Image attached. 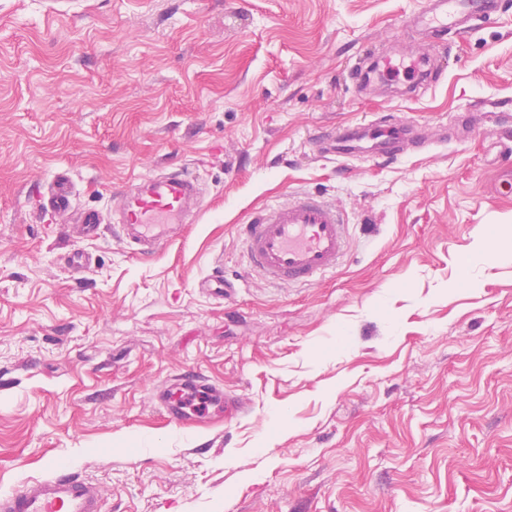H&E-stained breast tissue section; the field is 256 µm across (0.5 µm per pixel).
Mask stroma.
<instances>
[{
	"mask_svg": "<svg viewBox=\"0 0 512 512\" xmlns=\"http://www.w3.org/2000/svg\"><path fill=\"white\" fill-rule=\"evenodd\" d=\"M501 3L436 45L408 32L425 0H0V496L59 463L102 512H512V155L492 123L455 134L512 97ZM372 52L444 81L356 94ZM383 113L430 147L314 154ZM179 168L203 198L162 252L82 238L84 210L112 225L115 191ZM303 192L344 215L341 265L247 271L237 224ZM184 371L245 412L169 423L155 394Z\"/></svg>",
	"mask_w": 512,
	"mask_h": 512,
	"instance_id": "stroma-1",
	"label": "stroma"
}]
</instances>
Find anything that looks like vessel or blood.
I'll list each match as a JSON object with an SVG mask.
<instances>
[{
  "instance_id": "vessel-or-blood-1",
  "label": "vessel or blood",
  "mask_w": 512,
  "mask_h": 512,
  "mask_svg": "<svg viewBox=\"0 0 512 512\" xmlns=\"http://www.w3.org/2000/svg\"><path fill=\"white\" fill-rule=\"evenodd\" d=\"M498 8V0H428L413 18L412 31L427 40H439L451 32L461 35L474 19ZM410 133L407 124L386 120L377 133L368 127L331 129L314 146L320 155L346 158L356 156L358 143L367 140L370 153L392 159L400 156V145ZM115 198L120 244L148 258L170 245L201 194L195 174L171 171L133 180ZM240 235L250 269L278 283L308 285L335 272L348 246L342 213L309 193L260 207L241 225ZM184 393L207 395L228 417L246 408L242 399L196 377L182 376L174 388L156 396L168 420L180 426L191 421L181 404ZM0 512H100L99 493L61 467L52 477L25 483L1 496Z\"/></svg>"
}]
</instances>
